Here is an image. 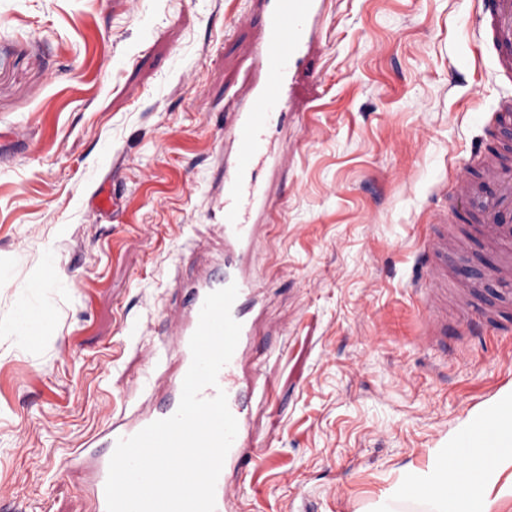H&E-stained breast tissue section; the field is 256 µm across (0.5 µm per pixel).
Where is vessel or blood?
Here are the masks:
<instances>
[{
    "label": "vessel or blood",
    "instance_id": "b4317fda",
    "mask_svg": "<svg viewBox=\"0 0 512 512\" xmlns=\"http://www.w3.org/2000/svg\"><path fill=\"white\" fill-rule=\"evenodd\" d=\"M260 5L262 32L255 61L263 79L244 91L242 109L226 129L233 149L224 162V177L210 213L218 221L224 257L208 264L199 277L184 284L183 311L174 326L173 337L162 341L152 353L158 365L171 357L177 360V372L166 377L168 396L158 404L120 412L107 427L89 438L86 448L76 449L59 463L64 473L78 467L88 468L93 512H107L105 484L118 439L133 436L152 422L176 412L183 379L191 364L189 341L198 326L204 299L231 284L238 288L231 315L241 325L239 342L231 360L219 371L216 385L203 388L201 396L211 399L217 392H225L228 407L238 423L239 432L226 456L225 469L241 476L256 459L255 453L245 449L251 389L241 378L243 353L252 334L247 303L256 287L247 258L258 243L255 217L264 204V174L273 160L271 130L284 116L289 78L315 41L324 0H260ZM477 30L496 77L512 85V0H480ZM451 197L468 209L481 239L496 253V276L511 281L512 94L501 97L495 104L477 160L470 170L456 175ZM434 222L440 230L419 253L421 269L432 276L447 273L451 259L447 210L435 211ZM442 300V291L435 288L426 290L422 296L428 312L425 334L432 342L448 333Z\"/></svg>",
    "mask_w": 512,
    "mask_h": 512
}]
</instances>
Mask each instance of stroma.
I'll use <instances>...</instances> for the list:
<instances>
[{
	"mask_svg": "<svg viewBox=\"0 0 512 512\" xmlns=\"http://www.w3.org/2000/svg\"><path fill=\"white\" fill-rule=\"evenodd\" d=\"M477 3L326 0L249 258L262 458L240 512H430L390 490L512 393V289L471 215L448 230L499 320L472 333L453 269L443 345L419 312L434 188L512 93ZM259 26L258 0H0V512H90L61 458L164 392L149 356L217 256L210 193Z\"/></svg>",
	"mask_w": 512,
	"mask_h": 512,
	"instance_id": "obj_1",
	"label": "stroma"
}]
</instances>
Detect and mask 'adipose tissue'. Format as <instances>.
<instances>
[{
  "label": "adipose tissue",
  "mask_w": 512,
  "mask_h": 512,
  "mask_svg": "<svg viewBox=\"0 0 512 512\" xmlns=\"http://www.w3.org/2000/svg\"><path fill=\"white\" fill-rule=\"evenodd\" d=\"M493 413V437L476 438L463 453L450 438L446 466L410 476L392 499L420 487L435 512H491L495 503L512 500V411L503 405Z\"/></svg>",
  "instance_id": "obj_1"
}]
</instances>
